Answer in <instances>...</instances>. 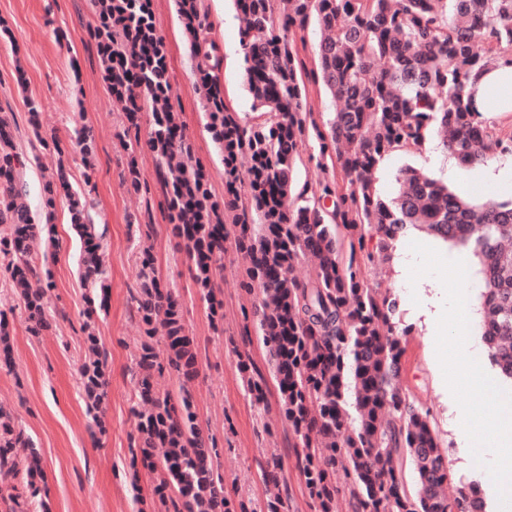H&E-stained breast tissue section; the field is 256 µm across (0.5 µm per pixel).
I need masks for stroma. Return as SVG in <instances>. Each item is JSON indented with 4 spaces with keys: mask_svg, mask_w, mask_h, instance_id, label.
Segmentation results:
<instances>
[{
    "mask_svg": "<svg viewBox=\"0 0 512 512\" xmlns=\"http://www.w3.org/2000/svg\"><path fill=\"white\" fill-rule=\"evenodd\" d=\"M228 25L213 24L210 36L223 43V64L217 76L224 97L242 121H256L244 79L239 47L238 14L233 0H223ZM154 23L167 48L168 94L180 114L185 143L209 172V189L223 201L224 161L206 127L196 61L177 10L176 0H153ZM96 20L94 0H0V117L13 126L15 143L26 157L16 181L33 216H41V192L57 166H65L74 188L89 203L94 223L105 229L109 298L93 319L108 355V395L102 406L107 433L94 441L79 383L78 367L85 355L81 326L90 288L82 281L83 244L71 225L58 224L59 245L40 241L38 262L50 273V309L56 318L42 336H31L20 313H10V361L0 362V408L13 412L44 465L37 497L38 512H158L145 507L141 491L152 481L150 469L133 467L136 418L133 373L144 334L131 301L139 288L140 254L150 248L160 283L182 303L183 323L198 346L197 376L190 382L201 422L215 437L221 454L224 493L249 504L264 503L279 493L287 512H314L297 469L299 450L280 412L275 386H267L264 405H255L238 369L239 355H250L260 374H268V356L259 344L254 321L244 319L257 297L242 288L245 260L232 243L224 245L223 270L218 279L224 299V321L213 326L188 273V260L171 232L167 204L157 181V159L147 146L150 113L129 121L123 102L112 97L102 78L95 40L87 35ZM38 105L29 116V102ZM90 126L95 136V174L85 179L80 155L68 144L76 122ZM65 144L64 152L50 146L51 138ZM136 164L146 184L133 189L129 164ZM454 158L445 150L423 155L399 154L386 159L377 173V186L386 196L399 190L401 169L411 166L458 190L448 175ZM367 283L380 293L406 300L408 290L393 261L373 253L364 266ZM401 320L410 333L403 337L400 383L415 405L429 411L431 425L454 469L448 496L476 484L478 493L497 512L504 488H512V463L502 464L499 452L483 440L484 430L503 417H512V400L472 383L449 390L448 358L470 349L484 375H492L489 350L480 337L470 342L426 329L421 317L404 310ZM468 415L464 428L448 427V406ZM282 469L277 486L265 470L271 458ZM473 459L469 471H458L463 459Z\"/></svg>",
    "mask_w": 512,
    "mask_h": 512,
    "instance_id": "obj_1",
    "label": "stroma"
}]
</instances>
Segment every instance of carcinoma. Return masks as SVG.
<instances>
[{"instance_id":"1","label":"carcinoma","mask_w":512,"mask_h":512,"mask_svg":"<svg viewBox=\"0 0 512 512\" xmlns=\"http://www.w3.org/2000/svg\"><path fill=\"white\" fill-rule=\"evenodd\" d=\"M122 27L136 41L115 34L110 53L99 52L104 80L122 81L129 96L151 112L147 144L162 168L167 197H175L170 223L179 238L200 299L213 322L224 319L217 273L224 258L227 226L219 204L180 157L182 124L168 94L160 90L163 41L144 22L137 4L125 0ZM243 19L239 45L252 111L261 122L241 121L218 90L213 72L219 58L201 51L210 23L196 0H177L190 36L213 139L224 154V187L239 190L238 162L249 161L246 202L233 216L234 242L246 259L243 280L257 288L255 306L263 346L280 393V407L301 449L300 476L314 512H333L336 495L348 489L357 512H474L481 498L470 485L453 501L441 493L451 473L428 413L415 407L399 384L403 349L398 300L368 287L362 265L366 244L389 257L409 225H422L455 245L470 246L484 283L482 336L491 365L512 387V201L473 204L414 167L400 171L399 193L377 192L374 175L392 153L422 154L433 134L448 132L443 147L464 166L482 164L496 152H512V137L493 136L478 112L472 80L493 66L512 67V0H289L279 15L273 0H234ZM320 32L318 65L298 58L310 22ZM127 59L120 67L116 59ZM320 84L334 102L324 125H307L305 82ZM317 144L316 165L343 173L344 185L321 180L307 195L293 193L299 147ZM83 157L94 136L77 131ZM24 161L10 126L0 121V266L9 273L27 332L41 336L47 315L50 275L33 260L45 235L15 190ZM66 198L84 240L82 276L94 297L90 311L109 297L102 235L89 222L85 200L63 168L43 188V207ZM142 251L136 303L147 338L138 360L136 416L138 450L159 463L152 498L174 512H245L224 496L215 439L199 420L185 382L198 374L194 337L186 334L179 297L150 287L154 259ZM314 272L305 282L288 277L305 256ZM86 355L79 367L89 406L107 397L108 361L91 324L82 327ZM159 337L164 356L149 341ZM238 370L256 403L263 379L242 356ZM175 377L178 392L162 391L156 377ZM344 454V485L336 481ZM41 455L18 421L0 409V499L10 512H29L13 481L33 487L43 478Z\"/></svg>"}]
</instances>
